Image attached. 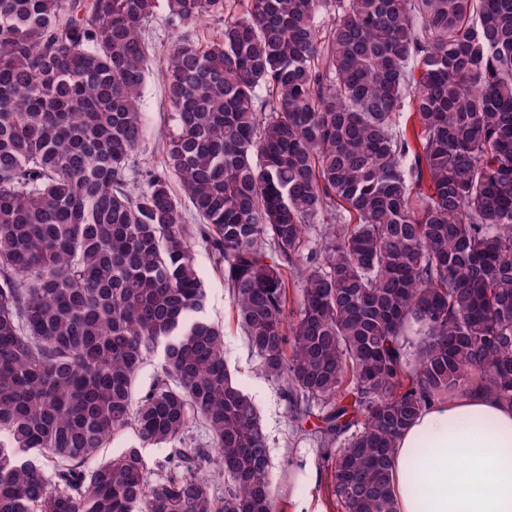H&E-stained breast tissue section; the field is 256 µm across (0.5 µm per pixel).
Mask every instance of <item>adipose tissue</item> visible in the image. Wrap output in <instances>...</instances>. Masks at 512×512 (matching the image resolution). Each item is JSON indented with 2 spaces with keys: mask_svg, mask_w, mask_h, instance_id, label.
Segmentation results:
<instances>
[{
  "mask_svg": "<svg viewBox=\"0 0 512 512\" xmlns=\"http://www.w3.org/2000/svg\"><path fill=\"white\" fill-rule=\"evenodd\" d=\"M397 512H512V410L477 393L425 410L391 458Z\"/></svg>",
  "mask_w": 512,
  "mask_h": 512,
  "instance_id": "obj_1",
  "label": "adipose tissue"
}]
</instances>
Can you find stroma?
Segmentation results:
<instances>
[{
	"label": "stroma",
	"mask_w": 512,
	"mask_h": 512,
	"mask_svg": "<svg viewBox=\"0 0 512 512\" xmlns=\"http://www.w3.org/2000/svg\"><path fill=\"white\" fill-rule=\"evenodd\" d=\"M176 32L177 26L170 19L167 4L160 0L143 31L149 44L148 73L140 101L145 128L143 140L133 157L130 178L134 181L138 180L141 171L161 167L164 161L161 134L173 126V109L162 73L168 65V53ZM195 255L205 287L201 316L223 328L224 361L232 377L254 401L268 436L271 456L268 479L276 512H295L297 505L292 502L291 495L304 478L313 480L314 495L325 512H339L327 493L331 475L323 449L301 431L299 424L292 422L281 385L261 374L259 360L249 349L235 319L223 272L203 246H196Z\"/></svg>",
	"instance_id": "obj_1"
}]
</instances>
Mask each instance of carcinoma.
<instances>
[{"mask_svg": "<svg viewBox=\"0 0 512 512\" xmlns=\"http://www.w3.org/2000/svg\"><path fill=\"white\" fill-rule=\"evenodd\" d=\"M166 2L175 128L136 186L157 0H0V512H276L257 408L197 317L198 242L320 422L341 512H397L391 454L428 404L512 408V0H249L206 44L224 0ZM224 12L209 17L195 27L196 36L203 42L212 40L224 30V21L230 22L243 17L246 13L248 0H225Z\"/></svg>", "mask_w": 512, "mask_h": 512, "instance_id": "cac0c4a2", "label": "carcinoma"}]
</instances>
